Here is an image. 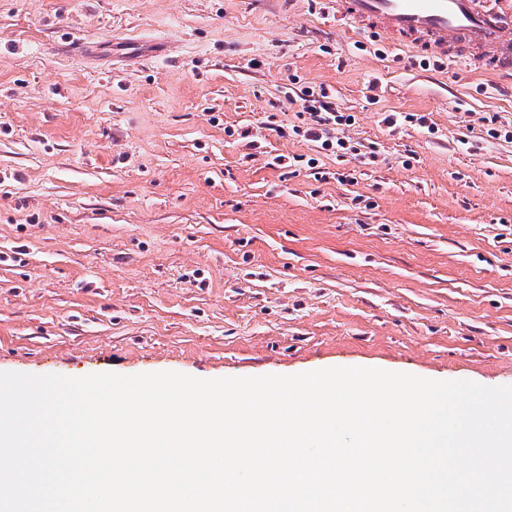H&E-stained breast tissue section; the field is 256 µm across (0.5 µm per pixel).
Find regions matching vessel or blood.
Segmentation results:
<instances>
[{
  "instance_id": "1",
  "label": "vessel or blood",
  "mask_w": 512,
  "mask_h": 512,
  "mask_svg": "<svg viewBox=\"0 0 512 512\" xmlns=\"http://www.w3.org/2000/svg\"><path fill=\"white\" fill-rule=\"evenodd\" d=\"M336 17L426 57L512 75V0H332Z\"/></svg>"
}]
</instances>
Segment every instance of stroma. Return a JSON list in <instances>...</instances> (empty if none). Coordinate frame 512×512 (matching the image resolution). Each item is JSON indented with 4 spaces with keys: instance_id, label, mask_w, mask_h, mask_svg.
I'll return each mask as SVG.
<instances>
[{
    "instance_id": "35a3bbf8",
    "label": "stroma",
    "mask_w": 512,
    "mask_h": 512,
    "mask_svg": "<svg viewBox=\"0 0 512 512\" xmlns=\"http://www.w3.org/2000/svg\"><path fill=\"white\" fill-rule=\"evenodd\" d=\"M349 365L512 385V78L329 0H0V372ZM310 94L305 92L303 100V108L309 112L312 117V125L307 127L304 131V136L313 142H321L323 149L333 146V142L329 141V125L342 124L341 122H350L351 116H344L340 114L337 106L332 101L325 100L329 98L325 93L321 98H310ZM325 138V139H323Z\"/></svg>"
}]
</instances>
